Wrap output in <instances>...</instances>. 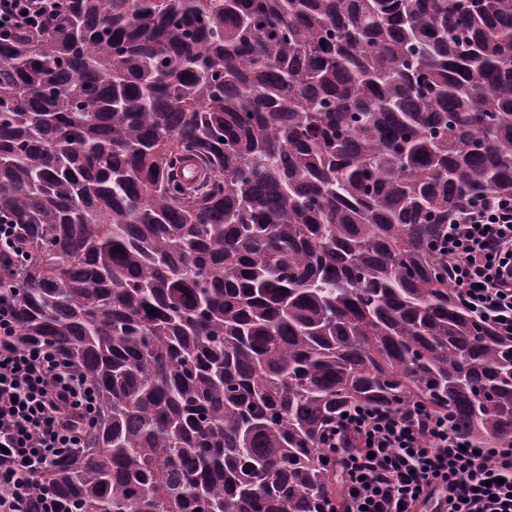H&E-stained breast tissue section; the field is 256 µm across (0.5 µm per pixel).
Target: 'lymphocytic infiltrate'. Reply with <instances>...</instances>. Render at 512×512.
I'll return each mask as SVG.
<instances>
[{"instance_id":"obj_1","label":"lymphocytic infiltrate","mask_w":512,"mask_h":512,"mask_svg":"<svg viewBox=\"0 0 512 512\" xmlns=\"http://www.w3.org/2000/svg\"><path fill=\"white\" fill-rule=\"evenodd\" d=\"M59 0H0V40L45 27ZM15 225L0 224V512H60L36 484L79 454L94 389L68 361L16 341ZM458 300L512 334V196L466 200L448 222ZM340 478L336 512H512V444L476 449L448 414L357 408L326 437Z\"/></svg>"}]
</instances>
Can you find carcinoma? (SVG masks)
Returning <instances> with one entry per match:
<instances>
[{
  "label": "carcinoma",
  "instance_id": "obj_1",
  "mask_svg": "<svg viewBox=\"0 0 512 512\" xmlns=\"http://www.w3.org/2000/svg\"><path fill=\"white\" fill-rule=\"evenodd\" d=\"M491 191L512 0H64L0 42L17 336L97 393L62 512H325L357 404L512 443V335L440 250Z\"/></svg>",
  "mask_w": 512,
  "mask_h": 512
}]
</instances>
